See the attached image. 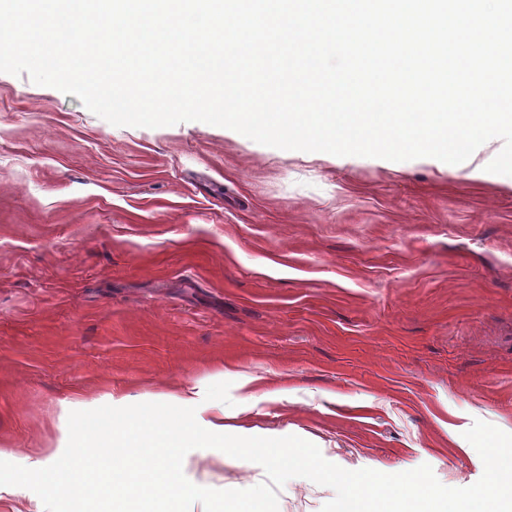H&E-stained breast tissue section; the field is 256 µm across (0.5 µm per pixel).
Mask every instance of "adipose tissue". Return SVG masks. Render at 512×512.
<instances>
[{
	"label": "adipose tissue",
	"instance_id": "obj_1",
	"mask_svg": "<svg viewBox=\"0 0 512 512\" xmlns=\"http://www.w3.org/2000/svg\"><path fill=\"white\" fill-rule=\"evenodd\" d=\"M194 389L158 395L153 408L137 407L123 427L89 432L79 417L91 401L75 394L63 406L77 419L59 441L82 454L86 465L75 468L69 460L49 453L39 461L33 512H45L47 499L59 493L83 507L84 512H205L206 487L191 475L187 447L221 460L243 457L263 468V482L224 491V512H269L284 470L323 476L332 488L335 512H435L448 505L451 512H512V473L494 472L491 482L465 497L443 486L427 485L420 476L401 471L386 482L372 474L331 469L328 459H316L300 446L283 440L254 441L224 431V416L196 422L191 409ZM131 448L135 455L115 465V485H108L92 458L98 448Z\"/></svg>",
	"mask_w": 512,
	"mask_h": 512
}]
</instances>
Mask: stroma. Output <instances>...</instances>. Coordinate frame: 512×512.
<instances>
[{"instance_id": "obj_1", "label": "stroma", "mask_w": 512, "mask_h": 512, "mask_svg": "<svg viewBox=\"0 0 512 512\" xmlns=\"http://www.w3.org/2000/svg\"><path fill=\"white\" fill-rule=\"evenodd\" d=\"M261 145L182 122L116 127L0 73V473L36 483L63 400L89 427L183 382L196 418L301 441L335 470L465 495L512 447V176ZM213 490L246 461L187 451ZM275 512H331L284 476Z\"/></svg>"}]
</instances>
